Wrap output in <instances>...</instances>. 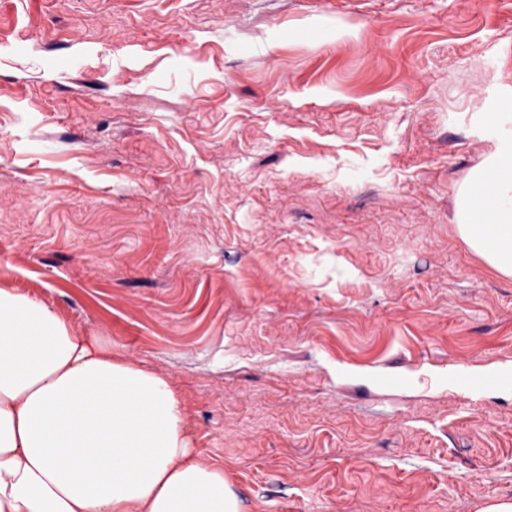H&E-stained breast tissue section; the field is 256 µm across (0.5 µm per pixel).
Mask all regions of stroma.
<instances>
[{
  "mask_svg": "<svg viewBox=\"0 0 512 512\" xmlns=\"http://www.w3.org/2000/svg\"><path fill=\"white\" fill-rule=\"evenodd\" d=\"M512 0H0V287L163 375L241 512L512 504V277L460 237Z\"/></svg>",
  "mask_w": 512,
  "mask_h": 512,
  "instance_id": "obj_1",
  "label": "stroma"
}]
</instances>
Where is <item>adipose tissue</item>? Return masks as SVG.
<instances>
[{
    "mask_svg": "<svg viewBox=\"0 0 512 512\" xmlns=\"http://www.w3.org/2000/svg\"><path fill=\"white\" fill-rule=\"evenodd\" d=\"M463 192L458 231L512 275V138ZM490 224L480 225V211ZM0 512H239L193 452L169 381L80 336L47 303L0 288Z\"/></svg>",
    "mask_w": 512,
    "mask_h": 512,
    "instance_id": "obj_1",
    "label": "adipose tissue"
}]
</instances>
